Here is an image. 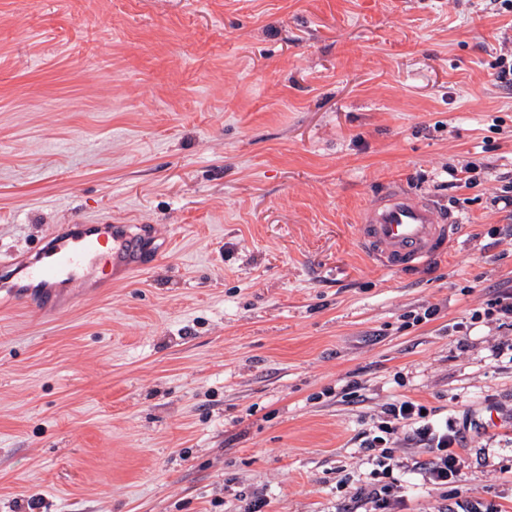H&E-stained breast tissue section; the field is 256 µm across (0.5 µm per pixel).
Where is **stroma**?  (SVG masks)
<instances>
[{
	"instance_id": "stroma-1",
	"label": "stroma",
	"mask_w": 512,
	"mask_h": 512,
	"mask_svg": "<svg viewBox=\"0 0 512 512\" xmlns=\"http://www.w3.org/2000/svg\"><path fill=\"white\" fill-rule=\"evenodd\" d=\"M509 53L493 0H0V255L152 240L0 304V512H368L400 395L465 437L433 493L398 449L406 512H512V329L473 316L512 288ZM393 181L464 226L404 273L356 239Z\"/></svg>"
}]
</instances>
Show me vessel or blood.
Returning a JSON list of instances; mask_svg holds the SVG:
<instances>
[{
  "mask_svg": "<svg viewBox=\"0 0 512 512\" xmlns=\"http://www.w3.org/2000/svg\"><path fill=\"white\" fill-rule=\"evenodd\" d=\"M462 226L433 198L400 182L385 184L361 209L357 239L383 269L406 272L445 252ZM134 237L124 224H84L62 237L51 232L42 247L22 258L0 259V279L33 290L76 288L106 272Z\"/></svg>",
  "mask_w": 512,
  "mask_h": 512,
  "instance_id": "vessel-or-blood-1",
  "label": "vessel or blood"
}]
</instances>
